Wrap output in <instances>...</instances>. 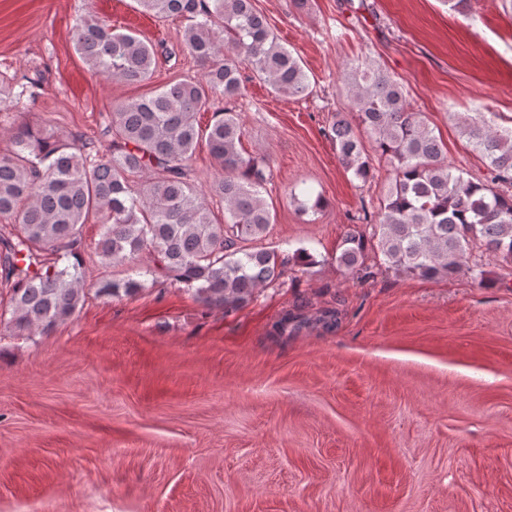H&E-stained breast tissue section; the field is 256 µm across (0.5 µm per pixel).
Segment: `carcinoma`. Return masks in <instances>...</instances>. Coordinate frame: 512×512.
I'll return each instance as SVG.
<instances>
[{"instance_id":"carcinoma-1","label":"carcinoma","mask_w":512,"mask_h":512,"mask_svg":"<svg viewBox=\"0 0 512 512\" xmlns=\"http://www.w3.org/2000/svg\"><path fill=\"white\" fill-rule=\"evenodd\" d=\"M155 18L186 21L183 42L201 76L175 80L149 95L121 102L109 113L112 151L81 137L63 142L50 129L11 127L12 149L0 153V319L20 333L49 334L82 306L81 228L101 227L96 250L112 264L152 257L151 273L193 290L215 308L246 305L279 280L287 260L256 247L275 222L262 190L273 179L264 159L242 149L238 114L243 70L288 97L307 95L301 60L283 47L253 0H136ZM75 51L98 75L128 85L147 82L157 46L106 19L79 17ZM345 89L354 103L349 119L331 127L341 165L362 182L374 162L392 177L383 192L371 238L357 229L342 241L336 262L362 269L368 240L388 267L425 279L461 269L484 282V256L512 267V129L458 117L460 131L485 160L491 180H473L448 163L445 146L422 112L410 110L402 83L380 68L346 66ZM36 96L34 83L0 82V111ZM213 111L201 126L198 115ZM205 146L222 174L204 194L189 163ZM223 202L218 215L206 201ZM74 259L59 265L61 255ZM133 278L100 292L138 291Z\"/></svg>"}]
</instances>
